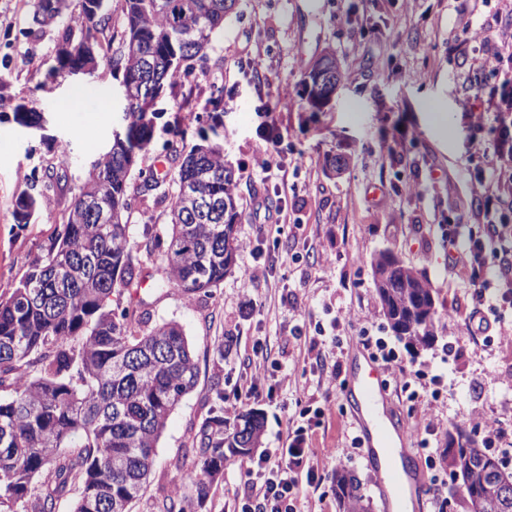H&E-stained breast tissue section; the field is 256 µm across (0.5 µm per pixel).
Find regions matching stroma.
Masks as SVG:
<instances>
[{"instance_id": "obj_1", "label": "stroma", "mask_w": 512, "mask_h": 512, "mask_svg": "<svg viewBox=\"0 0 512 512\" xmlns=\"http://www.w3.org/2000/svg\"><path fill=\"white\" fill-rule=\"evenodd\" d=\"M33 0H0V295L9 294L62 222L89 171V149H104L123 130L124 102L113 67L92 74L51 81L57 34L67 18L35 27ZM350 14L340 26L337 16ZM463 23L454 0H237L204 59L193 60L187 79L164 87L155 107L162 116L152 141L130 173L139 187L154 171L164 144L182 138L192 145L200 133L224 146V161L238 180L245 210L256 200L270 206L288 203L284 224L238 227L240 240L255 242L254 251L239 250L237 265L209 297L188 298L157 287L163 275L161 249L143 255L146 277L141 297L151 323H179L198 364L195 389L169 416L158 441L145 492L130 512H156L183 473L198 458L193 441L209 414L234 421L255 411L264 418L256 447H282L285 418L296 404L321 409L310 420L311 464L319 492L303 488L298 512H340L332 477L346 469L357 477L382 512L378 475L361 450L351 448L355 435L343 389L350 372L349 350L361 331L380 336L399 354L405 369L419 371L411 387L421 400L434 402L443 420L425 429L419 416L407 415L406 392L387 379L389 393L404 422L419 465L426 474L442 475L427 484L428 500L443 512H468L460 480L452 476L462 436L512 474V447L488 443L481 431L464 423L471 412L496 419L512 435V345L470 335L472 290L448 263V231L474 222L481 203L471 184L487 171L489 156L481 144L492 140L499 114L491 101L504 81H512V61L498 74L479 69L477 45L461 49L456 31ZM336 55L346 74L343 87L322 111L303 97L301 79L324 52ZM259 55L260 72L247 65ZM221 86L224 109H210L213 86ZM480 94L473 111L459 103L471 87ZM85 95L87 111L61 112L60 103ZM45 113L44 138H37L11 117L15 104ZM107 111H98V104ZM450 118L449 133L435 125L437 113ZM276 122L277 145L285 175L275 183L253 178L249 166L263 151L262 124ZM70 148L69 181L50 193L34 223L18 228L13 219L16 195L32 179L43 178L61 145ZM351 158L339 177L329 175L327 157ZM416 184V195L403 193ZM166 201L133 195L129 210L131 242L144 246V225L164 234L174 187ZM394 252L428 280L435 298V336L426 346H412L389 328L375 291L372 261ZM257 264L265 273L249 278ZM262 351L267 379L249 401H241L245 368ZM335 383L325 384L332 369ZM247 457H231L201 507L194 512H235L247 482Z\"/></svg>"}]
</instances>
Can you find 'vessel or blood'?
I'll return each mask as SVG.
<instances>
[{"label":"vessel or blood","mask_w":512,"mask_h":512,"mask_svg":"<svg viewBox=\"0 0 512 512\" xmlns=\"http://www.w3.org/2000/svg\"><path fill=\"white\" fill-rule=\"evenodd\" d=\"M351 362L354 374L346 398L366 462L380 477L377 493L384 512L400 500L411 501L413 512H427L425 474L408 460L405 426L389 407L381 366L362 353Z\"/></svg>","instance_id":"1"}]
</instances>
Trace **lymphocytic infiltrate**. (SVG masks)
Masks as SVG:
<instances>
[{"label": "lymphocytic infiltrate", "instance_id": "obj_1", "mask_svg": "<svg viewBox=\"0 0 512 512\" xmlns=\"http://www.w3.org/2000/svg\"><path fill=\"white\" fill-rule=\"evenodd\" d=\"M496 23L501 32L496 41L473 33L468 23L456 33L462 45L480 42L479 66L492 71L498 69L504 50L512 48V10L497 18ZM490 153L491 166L473 182L472 192L482 202L477 221L491 228V236L472 233L463 242L457 231L448 233L453 266L474 290L469 330L482 334L491 329L483 309L490 290H497L499 299L512 305V225L504 222L497 208L498 200L512 198V121L501 123ZM286 438L287 447L252 461L240 512H296L302 487H316L306 428L287 424Z\"/></svg>", "mask_w": 512, "mask_h": 512}]
</instances>
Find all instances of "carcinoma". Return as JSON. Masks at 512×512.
<instances>
[{"label":"carcinoma","instance_id":"1","mask_svg":"<svg viewBox=\"0 0 512 512\" xmlns=\"http://www.w3.org/2000/svg\"><path fill=\"white\" fill-rule=\"evenodd\" d=\"M237 0H123L124 35L118 58L98 45L93 66L115 64L151 84L175 82L190 73ZM65 15L90 31L106 22L102 10L73 11V0H34L32 21L43 26ZM90 35L62 28L64 44L81 55ZM144 100L124 113L133 137L90 155L98 178H87L43 246L44 255L0 297V512H55L77 492L73 512H130L143 493L157 441L169 414L196 386L198 365L182 327L173 321L139 328L124 305L140 282L139 258L124 213L128 179L152 140L155 119ZM172 151L180 162L177 194L164 246V277L158 287L184 296H209L235 265L243 210L224 148L203 143ZM199 182L219 204L211 216L189 211L182 191ZM43 195L22 191L15 223L25 227L40 211ZM392 330L409 342L434 336L435 312L420 307L433 294L411 266L393 270L386 287H376ZM263 430L259 413L239 416L224 434V418L201 427L197 466L185 485L203 503L224 469L225 453L248 456ZM456 467L470 512H512V475L477 448L459 449ZM342 512H370L369 501L350 472L334 475Z\"/></svg>","mask_w":512,"mask_h":512}]
</instances>
